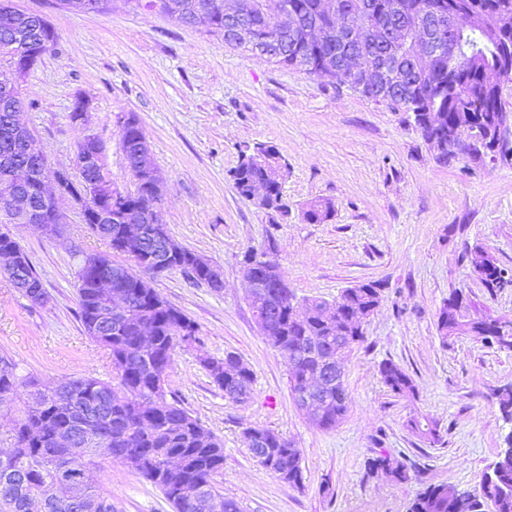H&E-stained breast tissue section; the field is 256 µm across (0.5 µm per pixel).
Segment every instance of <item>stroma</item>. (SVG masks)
Segmentation results:
<instances>
[{
    "instance_id": "obj_1",
    "label": "stroma",
    "mask_w": 512,
    "mask_h": 512,
    "mask_svg": "<svg viewBox=\"0 0 512 512\" xmlns=\"http://www.w3.org/2000/svg\"><path fill=\"white\" fill-rule=\"evenodd\" d=\"M58 33L55 51L24 82L20 120L55 169L72 167L76 144L94 133L112 179L130 189L115 117H138L160 175L170 235L217 267L215 292L178 270L154 286L194 320L202 347L176 348L169 385L183 406L224 442L220 489L244 512H406L430 484L479 486L511 427L493 389L512 385V351L460 336L442 340L437 321L450 294L474 311L512 320V291L489 293L467 251L482 247L512 267V166L443 165L397 112L343 86L324 84L266 57L226 47L220 35L110 0L106 13L63 8L59 0H17ZM87 98V125L73 123L76 96ZM273 145L288 165L287 213L258 208L229 177L240 146ZM328 199L331 217L304 220ZM63 234L18 228L48 295L34 306L0 273V358L46 391L73 378L111 379L109 351L78 317L76 272L85 255L111 254L77 207L66 206ZM275 260L297 298L336 301L344 289L375 281L385 298L365 325V340L344 359L348 411L334 428L313 425L289 387V361L258 327L243 278L246 253ZM232 352L252 370L250 397L225 399L200 364ZM400 365L417 395L383 384L381 362ZM425 417L441 439L430 443L407 422ZM250 427L280 434L302 452L303 484L291 487L258 465L244 438ZM406 458L404 482L367 474L378 450ZM96 477L115 512H173L161 492L107 456Z\"/></svg>"
}]
</instances>
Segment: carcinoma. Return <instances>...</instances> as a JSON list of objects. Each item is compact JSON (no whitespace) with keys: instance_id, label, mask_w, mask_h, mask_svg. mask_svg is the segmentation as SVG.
Masks as SVG:
<instances>
[{"instance_id":"cac0c4a2","label":"carcinoma","mask_w":512,"mask_h":512,"mask_svg":"<svg viewBox=\"0 0 512 512\" xmlns=\"http://www.w3.org/2000/svg\"><path fill=\"white\" fill-rule=\"evenodd\" d=\"M213 12L209 14L207 32H225L228 19L224 18V0H211ZM244 18L256 26L260 39L276 38L284 41L285 54L275 63L298 67L297 53L304 51L308 65L302 71L322 82L333 61L347 53L354 62L371 66L380 53L371 45L365 52L347 48L334 41H317L316 24L329 26L336 18H345L347 0H337L334 15L319 13L321 0H243ZM297 17L293 34H288V24L274 23L268 19L273 3ZM409 17L426 15L433 25L439 20L433 8L440 0H403ZM448 10L459 18L460 31L457 50L448 53V31L437 29L435 36L442 43L440 55L428 64L420 65V79L415 88L406 94H393L382 103L399 112L413 114L416 131L426 141L438 125L443 146L438 160L444 164L459 158L483 162L477 144L487 133L495 131L507 119L503 107H511L504 86L490 80L487 73L494 70L500 52L512 48V0H445ZM61 5L77 11L104 13L108 0H60ZM34 13L14 15L12 28L19 29L29 38L32 48L45 53L57 45L55 28H47ZM340 83L353 92L375 102L379 101L373 89L354 77L352 64L336 74ZM16 110L0 100V161L9 159L15 169L27 174L34 172L35 160L24 154L13 134L10 123ZM127 166L138 167L140 135L142 130L137 117L119 125ZM276 150L264 142L246 144L239 150L237 165L229 172L233 184L242 196L252 194L257 188L266 189L258 206L283 214L288 213L284 186L288 170L276 166ZM100 171L81 174V179L66 180L68 194L81 207L95 213L109 215L106 229L110 232L112 249L119 252L117 244L123 221L137 212H147L162 205L161 195L148 179L133 192H126L110 200L84 196L83 180L96 177ZM334 206L329 200L311 202L304 212L306 221L322 223L332 214ZM153 231L149 238L150 254H165L162 236L166 224L148 225ZM193 252L185 250L180 256L167 258L169 267L183 270L196 283L211 286L212 273L203 270L190 259ZM473 269L478 271L482 285L491 293L512 288V268L499 265L485 250L476 247L469 253ZM112 268V284L125 296L128 306L117 305L112 310V335L98 336L93 324L98 317L99 294L92 280L96 264ZM244 264L254 265L260 281L274 282L280 277L276 262L256 254L245 256ZM25 281L24 296L33 305L40 304L38 293L43 291L41 278L30 259H25L20 273L8 274L11 282L16 277ZM78 315L86 333L112 354V381L81 378L62 382L48 393H38L18 420L14 429L15 450L12 458L0 461V512H29V502L42 500L44 512H84L73 507L63 498L48 494L54 475L50 456L66 454L71 461L88 473L84 487L90 512H112V496L103 492L91 467V457L97 450L85 447L78 441L72 448H55L53 434L74 425L85 416L98 419L97 431L112 442L111 460L137 472L160 490L174 512H214V503L221 505V512H243L241 505L226 499L217 488V477L224 472V444L210 430L194 418L180 401L168 391L167 380L173 367L174 352L181 337H193L192 343L200 344L199 329L195 322L170 304L152 286H144L135 278V271L112 262L104 254L86 256L77 272ZM337 314L329 313L330 303L320 299H305L308 312L300 320L290 316L287 290L263 288L248 297L256 317L263 320V328L273 337V345L288 356L292 371L289 379L291 393L303 388L306 377L323 373L322 360L341 348L348 353L365 341L355 337L356 326L349 317L365 308L378 307L382 301L381 286L375 282L361 283L347 288L340 296ZM476 318L469 313L464 300L448 298L438 317V330L442 337L470 335L500 343L488 330L474 327ZM149 327L154 332V345L150 350L141 349L136 330ZM212 383L224 392V398L238 402L235 394L242 391L250 395L254 377L241 358L228 352L216 362L206 365ZM384 384L399 397H410L415 386L409 374L398 364L389 361L379 367ZM33 385L16 374L13 363L0 359V397L15 394L21 387ZM346 386H336L325 380L314 409L306 411L308 419L322 429L335 427L347 413ZM411 429L427 440L439 437L437 425L430 421L411 420ZM252 441L250 453L263 468L274 473L282 482L299 487L303 481L301 450L288 439L265 428H248ZM365 468L382 473L395 481L409 479L407 463L390 453L380 450L366 461ZM454 485L449 483L426 486L408 504L407 512H486L487 504L499 503V512H512V459L497 462V471L486 473L472 500L452 507L448 494Z\"/></svg>"}]
</instances>
